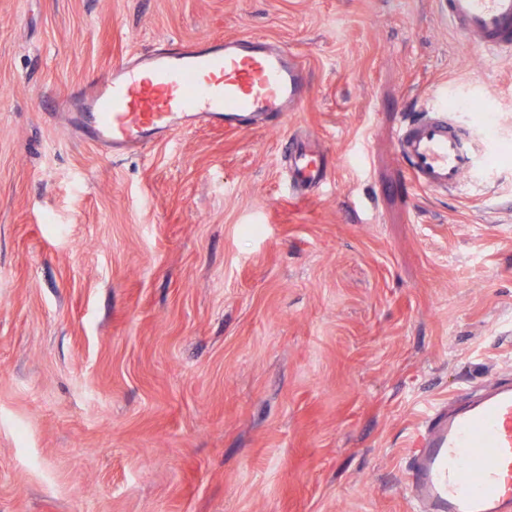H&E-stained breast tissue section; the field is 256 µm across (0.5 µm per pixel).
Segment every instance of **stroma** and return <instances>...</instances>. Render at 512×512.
Returning <instances> with one entry per match:
<instances>
[{
    "label": "stroma",
    "mask_w": 512,
    "mask_h": 512,
    "mask_svg": "<svg viewBox=\"0 0 512 512\" xmlns=\"http://www.w3.org/2000/svg\"><path fill=\"white\" fill-rule=\"evenodd\" d=\"M244 35L300 58L305 111L116 157L55 118ZM443 105L486 164L433 193L396 134ZM297 135L331 171L304 200ZM508 376L512 60L438 0H0V512H411L413 428Z\"/></svg>",
    "instance_id": "1"
}]
</instances>
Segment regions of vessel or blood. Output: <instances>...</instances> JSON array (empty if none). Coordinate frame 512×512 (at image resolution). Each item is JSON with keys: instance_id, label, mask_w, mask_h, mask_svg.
Returning a JSON list of instances; mask_svg holds the SVG:
<instances>
[{"instance_id": "1", "label": "vessel or blood", "mask_w": 512, "mask_h": 512, "mask_svg": "<svg viewBox=\"0 0 512 512\" xmlns=\"http://www.w3.org/2000/svg\"><path fill=\"white\" fill-rule=\"evenodd\" d=\"M453 32L489 58L512 55V0H443ZM311 101L308 74L284 46L252 36L136 55L113 66L63 115L108 154L193 127L239 129ZM397 153L415 186L447 193L478 166L472 139L445 108L401 126ZM292 187L330 174L318 141L291 140ZM406 495L418 512H512V378L497 380L424 417L411 434Z\"/></svg>"}]
</instances>
